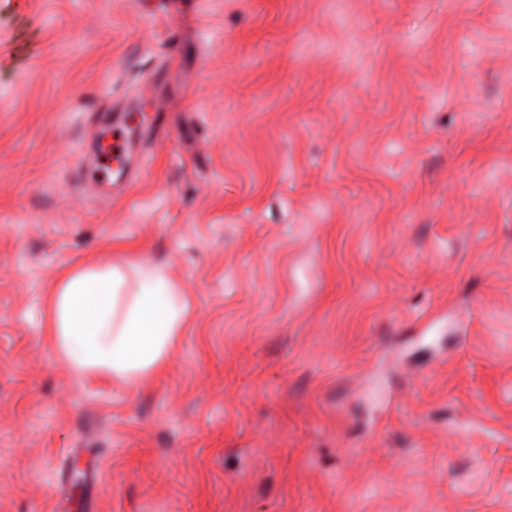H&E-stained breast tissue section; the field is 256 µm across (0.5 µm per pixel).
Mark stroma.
Here are the masks:
<instances>
[{
	"instance_id": "1",
	"label": "stroma",
	"mask_w": 512,
	"mask_h": 512,
	"mask_svg": "<svg viewBox=\"0 0 512 512\" xmlns=\"http://www.w3.org/2000/svg\"><path fill=\"white\" fill-rule=\"evenodd\" d=\"M145 260L185 332L77 380L61 269ZM0 512H512V0H0ZM132 109H127L124 112H119L116 116V124L112 128V142L97 153V166L89 174L91 181L100 183V176L97 175L96 169L101 157L100 169L107 171L110 162L112 161V169L106 174L112 173L115 179L112 184H124L125 186L132 185L136 180V172L129 165L128 159L130 157L128 131L130 129V122L134 120V115L131 113Z\"/></svg>"
}]
</instances>
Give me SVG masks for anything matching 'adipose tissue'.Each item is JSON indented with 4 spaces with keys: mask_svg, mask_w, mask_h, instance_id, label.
<instances>
[{
    "mask_svg": "<svg viewBox=\"0 0 512 512\" xmlns=\"http://www.w3.org/2000/svg\"><path fill=\"white\" fill-rule=\"evenodd\" d=\"M188 313L166 268L69 265L50 293L49 334L75 378L134 385L165 360Z\"/></svg>",
    "mask_w": 512,
    "mask_h": 512,
    "instance_id": "obj_1",
    "label": "adipose tissue"
}]
</instances>
